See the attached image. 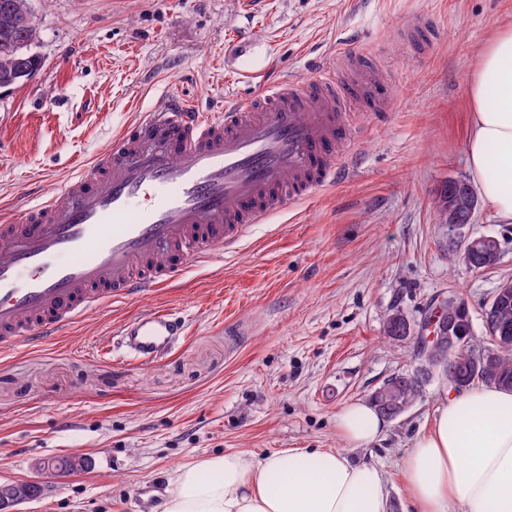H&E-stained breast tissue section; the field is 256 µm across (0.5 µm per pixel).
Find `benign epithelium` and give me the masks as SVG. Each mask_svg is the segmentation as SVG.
<instances>
[{"label":"benign epithelium","instance_id":"obj_1","mask_svg":"<svg viewBox=\"0 0 512 512\" xmlns=\"http://www.w3.org/2000/svg\"><path fill=\"white\" fill-rule=\"evenodd\" d=\"M478 201L467 184L448 194V203L443 209V223L448 228V254H463L475 261L483 260L484 249L488 243L495 241L491 236L474 237L465 233L467 224L464 217H472ZM460 315V308L453 295L442 298L434 308L429 323L422 327L427 333L428 345L433 349H442L454 345L453 329ZM86 468V457L71 454L65 457L48 456L35 463L36 471L42 474L76 472ZM39 486L36 481L9 482L0 484V512H12V508L23 501L31 499L33 490Z\"/></svg>","mask_w":512,"mask_h":512}]
</instances>
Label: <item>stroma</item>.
Wrapping results in <instances>:
<instances>
[{
  "instance_id": "obj_1",
  "label": "stroma",
  "mask_w": 512,
  "mask_h": 512,
  "mask_svg": "<svg viewBox=\"0 0 512 512\" xmlns=\"http://www.w3.org/2000/svg\"><path fill=\"white\" fill-rule=\"evenodd\" d=\"M40 67L0 88V207L20 212L104 152L140 111L172 94L197 103L248 92L274 65L305 74L349 44L393 90L368 114L348 176L272 215L237 246L191 265L168 287L92 311L57 339L0 357V482L38 479L14 512H161L140 485L171 488L178 470L227 452L344 447L336 414L416 364L411 325L452 293L485 344L483 313L512 278V223L479 201L471 235L498 240V265L448 256L437 197L470 181L468 84L483 42L512 23V0H29ZM433 21L425 47L401 33ZM152 309L188 333L148 366L106 350L125 321ZM449 395L431 382L381 440L346 449L386 473L388 512H404L401 461ZM82 454L88 469L37 475L33 464Z\"/></svg>"
}]
</instances>
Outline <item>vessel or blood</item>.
Instances as JSON below:
<instances>
[{"label":"vessel or blood","instance_id":"b4317fda","mask_svg":"<svg viewBox=\"0 0 512 512\" xmlns=\"http://www.w3.org/2000/svg\"><path fill=\"white\" fill-rule=\"evenodd\" d=\"M391 99L358 53L202 108L168 95L21 214L0 216V353L46 342L97 308L169 286L276 212L335 185L351 113ZM124 354L154 363L184 336L163 310L129 319Z\"/></svg>","mask_w":512,"mask_h":512}]
</instances>
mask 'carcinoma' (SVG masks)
Masks as SVG:
<instances>
[{
    "label": "carcinoma",
    "mask_w": 512,
    "mask_h": 512,
    "mask_svg": "<svg viewBox=\"0 0 512 512\" xmlns=\"http://www.w3.org/2000/svg\"><path fill=\"white\" fill-rule=\"evenodd\" d=\"M31 14L28 0H0V88L28 78L41 64V58L32 49L21 46L27 41L37 42L34 20L22 22V15ZM484 323L489 346L487 357L475 359L468 346L471 320L465 317L454 333L453 361L450 363L451 387L461 392L481 381L502 389L512 390V346L501 347L498 340L502 327L512 332V297L484 312ZM439 360L427 356L412 369L387 379L380 392L371 397V404L384 417H393V411L409 408L421 396L424 388L439 380Z\"/></svg>",
    "instance_id": "1"
}]
</instances>
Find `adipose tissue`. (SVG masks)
<instances>
[{"label": "adipose tissue", "mask_w": 512, "mask_h": 512, "mask_svg": "<svg viewBox=\"0 0 512 512\" xmlns=\"http://www.w3.org/2000/svg\"><path fill=\"white\" fill-rule=\"evenodd\" d=\"M466 149L479 194L512 223V24L481 47L470 77ZM352 448L386 432L370 405L355 401L336 415ZM413 512H512V391L483 385L451 394L402 460ZM381 467L325 448H281L262 459L213 456L182 467L164 512H387Z\"/></svg>", "instance_id": "ef3b65f1"}]
</instances>
